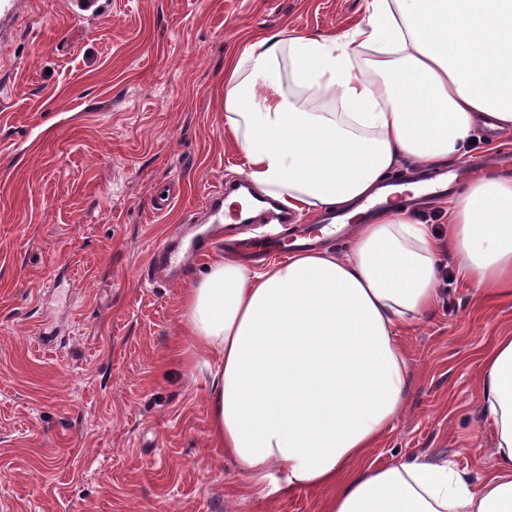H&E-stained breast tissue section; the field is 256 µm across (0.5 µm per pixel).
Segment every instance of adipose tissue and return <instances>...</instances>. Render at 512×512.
<instances>
[{
	"label": "adipose tissue",
	"instance_id": "adipose-tissue-1",
	"mask_svg": "<svg viewBox=\"0 0 512 512\" xmlns=\"http://www.w3.org/2000/svg\"><path fill=\"white\" fill-rule=\"evenodd\" d=\"M383 54L355 68L365 52ZM288 58L294 82L339 101L303 112L260 95ZM512 131V0H366L334 37L257 32L224 60L225 129L255 191L299 213L361 214L401 163L460 159L479 116ZM439 240L409 209L381 208L346 255L293 253L259 270L224 258L183 295L188 360L211 377V435L252 496L326 493L322 512H512V334L479 356L494 425L480 482L420 458L374 465L412 378L398 332L435 308L442 251L479 290L512 295V180L485 176L448 203Z\"/></svg>",
	"mask_w": 512,
	"mask_h": 512
}]
</instances>
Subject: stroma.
<instances>
[{"label": "stroma", "mask_w": 512, "mask_h": 512, "mask_svg": "<svg viewBox=\"0 0 512 512\" xmlns=\"http://www.w3.org/2000/svg\"><path fill=\"white\" fill-rule=\"evenodd\" d=\"M366 0H32L0 41V512H322L301 488L275 499L210 439V378L182 365L179 306L203 272L141 276L153 246L205 195L240 179L224 133V59L258 31L340 34ZM454 162L512 153L476 126ZM179 195L153 210V188ZM436 310L402 332L412 367L403 413L372 457L445 460L482 478L494 427L476 355L512 332V298H486L453 267Z\"/></svg>", "instance_id": "obj_1"}]
</instances>
